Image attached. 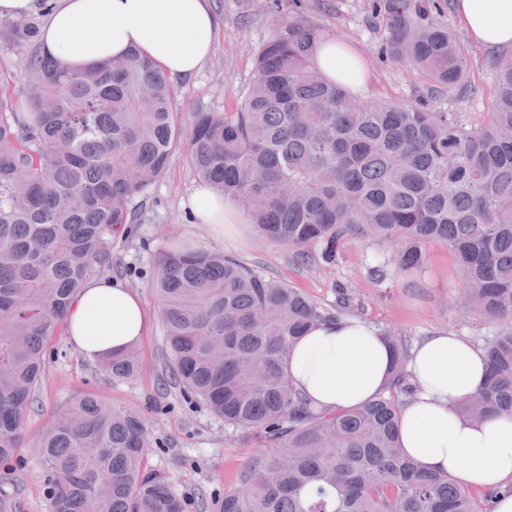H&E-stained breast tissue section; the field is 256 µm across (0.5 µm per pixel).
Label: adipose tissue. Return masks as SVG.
Returning <instances> with one entry per match:
<instances>
[{"label": "adipose tissue", "instance_id": "obj_1", "mask_svg": "<svg viewBox=\"0 0 512 512\" xmlns=\"http://www.w3.org/2000/svg\"><path fill=\"white\" fill-rule=\"evenodd\" d=\"M468 35L485 48L512 45V0H457ZM216 19L207 0H60L41 32L44 52L68 69H83L130 51L145 54L170 75H194L212 50ZM318 67L348 87L362 86L366 72L356 55L325 39ZM197 223L216 235L235 233L236 205L212 186L188 199ZM72 343L98 359L135 345L149 317L139 294L121 281H88L70 301ZM392 351L378 329L355 318L315 323L292 348L287 369L296 389L322 410L359 407L387 386ZM407 370L417 386L404 406L399 439L404 453L462 486L491 490L512 481V416L476 424L458 407L486 381L482 350L464 337L438 333L411 354Z\"/></svg>", "mask_w": 512, "mask_h": 512}]
</instances>
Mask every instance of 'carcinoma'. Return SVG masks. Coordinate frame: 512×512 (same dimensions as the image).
<instances>
[{
  "label": "carcinoma",
  "mask_w": 512,
  "mask_h": 512,
  "mask_svg": "<svg viewBox=\"0 0 512 512\" xmlns=\"http://www.w3.org/2000/svg\"><path fill=\"white\" fill-rule=\"evenodd\" d=\"M390 21L391 58L423 79L464 88L467 49L440 24L413 25L419 0H376ZM14 46H33L38 21H5ZM321 35L290 23L260 51L234 112H198L181 142L169 74L133 52L71 71L33 51L24 64L28 112L0 99V462L19 454L23 420L47 343L69 300L112 268L107 236L129 224V203L161 179L178 146L204 184L237 203L295 258L331 264L348 241L385 235L391 260L368 267L384 282L419 268L422 244L454 254L462 306L501 324L484 339L486 386L460 406L474 422L512 416V63L495 61L481 123L426 101H362L317 68ZM153 286L166 368L189 398L266 443L224 492L217 512H493L512 484L459 485L407 458L399 417L414 386L407 346L385 336V390L351 409L317 410L293 386L288 354L307 327L332 317L296 288L222 253L157 259ZM133 378L132 346L101 359ZM49 512H187L172 474L148 462L149 429L93 395L39 436Z\"/></svg>",
  "instance_id": "1"
}]
</instances>
